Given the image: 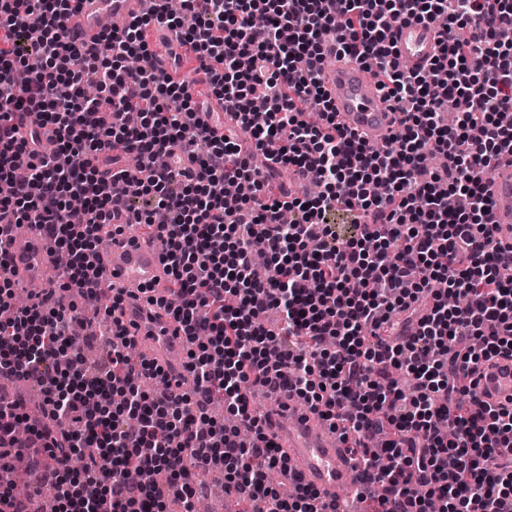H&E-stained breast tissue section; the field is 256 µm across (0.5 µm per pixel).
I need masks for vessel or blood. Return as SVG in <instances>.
I'll list each match as a JSON object with an SVG mask.
<instances>
[{
	"mask_svg": "<svg viewBox=\"0 0 512 512\" xmlns=\"http://www.w3.org/2000/svg\"><path fill=\"white\" fill-rule=\"evenodd\" d=\"M143 10L142 0H80L69 26L78 42L94 47L110 17L131 18ZM392 41L398 61L419 69L438 52V30L430 23L409 19L393 29ZM189 48L183 40L171 37L170 52L158 56L156 66L173 79H184L183 61ZM323 88L332 101L336 120L369 143L386 145L397 127L400 115L390 111L378 92L376 78L369 68L352 58L335 60L321 74ZM491 199V221L497 226L502 243L512 244V154L503 153L494 164L487 183ZM23 246L14 250L12 268L20 288L38 295L53 288L51 274L55 255L52 244L36 226L23 225ZM104 274L123 288L122 319L134 339L153 338L146 359L162 368L168 378L181 381L185 372L172 360L187 347L183 334L160 303L168 296L161 263V243L142 241L116 234L99 248ZM478 391L483 401L499 404L512 400V360L498 359L479 368ZM274 411L262 419L277 453L283 454L287 473L298 484L315 491L320 501L343 497L354 484L356 469L328 423L309 410L307 403L292 394L274 392Z\"/></svg>",
	"mask_w": 512,
	"mask_h": 512,
	"instance_id": "1",
	"label": "vessel or blood"
}]
</instances>
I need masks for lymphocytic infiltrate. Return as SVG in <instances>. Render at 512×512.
<instances>
[{
  "mask_svg": "<svg viewBox=\"0 0 512 512\" xmlns=\"http://www.w3.org/2000/svg\"><path fill=\"white\" fill-rule=\"evenodd\" d=\"M75 0H0V377L42 388V420L15 435L28 412L0 400V470L52 447L47 420L70 425L68 452L40 473L54 512H166L194 499L191 465L222 463L224 490L269 512H326L314 491L282 498L269 483L285 462L251 408L260 387L283 386L330 422L378 512H512V406L478 395L470 372L512 359V247L490 222L491 163L512 153V0H146L144 13L86 50L68 29ZM440 50L416 72L395 64L387 41L407 19L435 22ZM192 45L209 79L173 82L156 72L152 26ZM372 65L401 110L394 147L380 153L336 125L320 75L323 38ZM225 113L267 161L311 175L314 192L271 195L268 173L241 145L197 126L202 98ZM207 144L198 153V144ZM446 164L432 172L426 152ZM138 156L118 167V153ZM28 177L16 180L17 155ZM138 182L144 205L124 191ZM244 188L225 209L215 186ZM127 223L167 242L162 262L174 298L165 310L192 347V391L164 401L138 387L161 370L112 349L93 378L64 384L60 359L77 315L76 291L105 299L112 334L126 329L122 301L97 264L102 237ZM163 210L166 223L153 221ZM33 224L67 253L56 301L15 306L7 275L13 226ZM267 256L266 277L252 271ZM464 296L452 307L449 295ZM391 335L376 346L378 332ZM406 371L412 394L392 385ZM221 396L234 425L207 408ZM86 450L82 468L71 454ZM144 482L125 481L127 471Z\"/></svg>",
  "mask_w": 512,
  "mask_h": 512,
  "instance_id": "f902f5d3",
  "label": "lymphocytic infiltrate"
}]
</instances>
